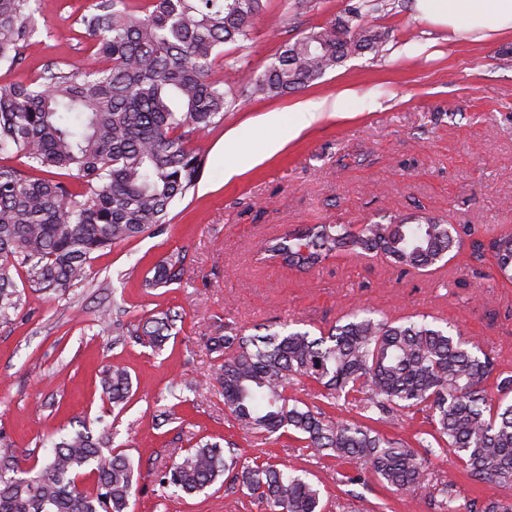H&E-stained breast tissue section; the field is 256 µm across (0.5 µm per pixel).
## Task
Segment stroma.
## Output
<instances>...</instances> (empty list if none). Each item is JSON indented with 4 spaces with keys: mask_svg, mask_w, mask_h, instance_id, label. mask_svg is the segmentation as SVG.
<instances>
[{
    "mask_svg": "<svg viewBox=\"0 0 512 512\" xmlns=\"http://www.w3.org/2000/svg\"><path fill=\"white\" fill-rule=\"evenodd\" d=\"M370 24L385 31L382 52H366L297 92L238 96L224 121L195 145L202 174L170 211L168 224L94 253L87 280L54 297L24 288L10 322L0 323V449L25 451L44 463L52 440L87 427L109 429L111 447L139 466V489L128 512H265L262 504L213 485L191 496L161 491L153 473L189 448L192 435L231 440L239 453L265 449L274 464L303 470L318 485L328 512H435L437 481L455 474L465 512H482L507 489L468 478L448 453L433 459L425 490L395 492L374 475L341 485L333 462L310 455L288 435L264 438L231 428L224 397L210 373L209 337L225 325L292 328L319 334L357 310L392 320L427 315L479 341L500 368L512 370V283L492 257L468 249L429 273L401 274L382 256L338 255L304 272L257 261L266 239L311 224H364L420 211L471 229L512 225V37L448 44L445 32L418 18L411 0H384ZM90 0H38V31L19 68L0 67V82L34 79L53 64H83L90 44L78 19ZM350 0H267L249 40L226 44L261 73L285 42L324 25ZM352 90V116L327 117L272 157L232 180L224 169L242 151L262 153L273 132L264 113ZM186 255L181 284L144 290L148 269L172 251ZM111 307L126 324L173 309L182 315L161 352L116 342L111 324L95 322ZM128 367L133 396L124 409L103 401L104 365ZM192 382L200 396L176 383ZM175 417L157 425L156 416Z\"/></svg>",
    "mask_w": 512,
    "mask_h": 512,
    "instance_id": "obj_1",
    "label": "stroma"
}]
</instances>
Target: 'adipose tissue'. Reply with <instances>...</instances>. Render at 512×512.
<instances>
[{"instance_id": "ef3b65f1", "label": "adipose tissue", "mask_w": 512, "mask_h": 512, "mask_svg": "<svg viewBox=\"0 0 512 512\" xmlns=\"http://www.w3.org/2000/svg\"><path fill=\"white\" fill-rule=\"evenodd\" d=\"M417 17L446 31L449 41H481L512 36V0H412ZM350 108L347 94L323 97L298 104L293 112L267 113V125H287L289 135L321 121L325 116H341Z\"/></svg>"}]
</instances>
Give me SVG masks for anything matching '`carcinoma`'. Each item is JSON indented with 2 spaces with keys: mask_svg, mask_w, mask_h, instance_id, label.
Returning <instances> with one entry per match:
<instances>
[{
  "mask_svg": "<svg viewBox=\"0 0 512 512\" xmlns=\"http://www.w3.org/2000/svg\"><path fill=\"white\" fill-rule=\"evenodd\" d=\"M35 0H0V66H21L37 30ZM265 0H150L132 14L126 0H92L80 19L90 39L89 64L48 69L29 81L0 83V322L20 305L16 277L36 291L61 293L88 275L91 255L168 222L173 204L195 187L203 156L191 137L224 121L232 105L224 81L211 77L224 45L244 40ZM379 0H358L336 19L287 42L275 62L247 78L243 93L275 97L302 89L347 58L378 52L387 34L367 18ZM452 224L434 217L389 224H312L264 242L261 254L309 271L339 254L383 253L403 272L433 271L460 247ZM490 250L501 279L512 282V231L472 242V258ZM142 287L181 282L185 255L172 252ZM180 315L164 312L131 328L112 321V335L164 346ZM212 379L231 426L245 434L288 432L318 458L336 462L343 485L368 470L397 491L415 493L431 458L451 450L475 481L512 487V372L499 370L473 341L425 319L400 323L353 314L321 336L225 327L211 338ZM308 379L324 406L288 394ZM112 407L130 399L126 366L101 372ZM350 407L355 418L327 409ZM421 421L414 443L375 428ZM424 452H419V449ZM87 469L93 493L78 488ZM223 479L269 512H323L320 490L302 475L261 456L242 458L203 437L155 472V484L186 495ZM137 490L133 461L110 448V436L77 430L54 443L40 468L23 469L15 451H0V512H127ZM440 512H462L453 479L435 487Z\"/></svg>",
  "mask_w": 512,
  "mask_h": 512,
  "instance_id": "obj_1",
  "label": "carcinoma"
}]
</instances>
